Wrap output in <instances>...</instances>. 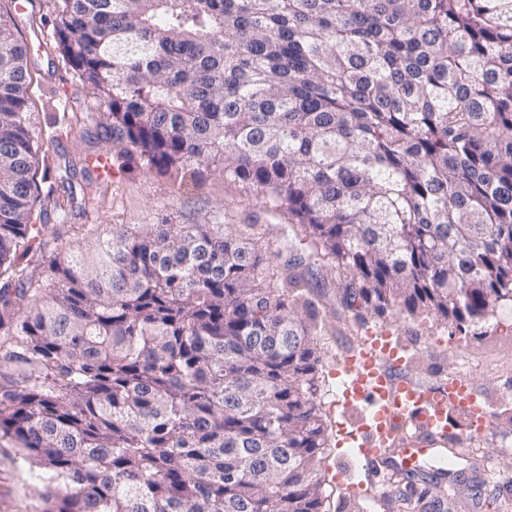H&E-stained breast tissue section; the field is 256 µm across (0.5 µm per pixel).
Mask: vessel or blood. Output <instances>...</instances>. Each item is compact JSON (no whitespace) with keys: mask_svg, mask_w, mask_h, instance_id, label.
I'll use <instances>...</instances> for the list:
<instances>
[{"mask_svg":"<svg viewBox=\"0 0 512 512\" xmlns=\"http://www.w3.org/2000/svg\"><path fill=\"white\" fill-rule=\"evenodd\" d=\"M411 355L405 337L376 331L336 364L342 385L338 405L361 411L364 420L361 432L351 437L360 465L380 480L422 471L431 462L436 474L446 475L440 451L453 433L449 412L463 415L472 429L485 426L480 395L467 377L419 383L404 372Z\"/></svg>","mask_w":512,"mask_h":512,"instance_id":"b4317fda","label":"vessel or blood"}]
</instances>
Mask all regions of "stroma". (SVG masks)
I'll use <instances>...</instances> for the list:
<instances>
[{
  "mask_svg": "<svg viewBox=\"0 0 512 512\" xmlns=\"http://www.w3.org/2000/svg\"><path fill=\"white\" fill-rule=\"evenodd\" d=\"M61 7V0H27L20 11L13 0H0V9L8 11L28 46L31 83L27 96L32 126L43 143L41 153L46 162L66 160L80 170L95 157L111 155L112 141L96 127L101 110L98 100L52 37V21ZM65 112L77 114L83 124L59 135L52 120ZM71 186L68 221L79 230L66 236L65 242L74 250L90 244L104 224L268 221L256 197L245 195L217 175L203 189L179 197L166 179L139 172L118 173L109 179H87L79 173ZM317 279L320 315L338 328L336 335L317 339L322 370L328 375L319 397L331 409L339 387L330 372L336 358L356 343V320L342 305L335 275L323 270ZM391 328L414 348L407 368L410 376L431 384L466 373L496 426L488 436L476 437L461 419L451 417L456 439L449 442L447 454L455 465L447 477L407 474L382 483L376 489V512H512V309L502 308L495 316L462 330L434 316L406 315L392 319ZM330 419L331 454L324 465L331 480L324 487L322 512H362L360 502L345 496L333 480L343 468L355 475L360 472L356 450L346 440L359 416L332 411ZM42 485L41 468L23 464L15 449L0 447V512H41Z\"/></svg>",
  "mask_w": 512,
  "mask_h": 512,
  "instance_id": "obj_1",
  "label": "stroma"
}]
</instances>
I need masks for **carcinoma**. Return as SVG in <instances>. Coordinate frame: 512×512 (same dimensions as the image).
Returning a JSON list of instances; mask_svg holds the SVG:
<instances>
[{"label": "carcinoma", "instance_id": "1", "mask_svg": "<svg viewBox=\"0 0 512 512\" xmlns=\"http://www.w3.org/2000/svg\"><path fill=\"white\" fill-rule=\"evenodd\" d=\"M62 2L112 165L219 175L302 237L274 261L259 224H108L60 257L0 13V447L42 512H321L314 269L361 331L512 306V0Z\"/></svg>", "mask_w": 512, "mask_h": 512}]
</instances>
